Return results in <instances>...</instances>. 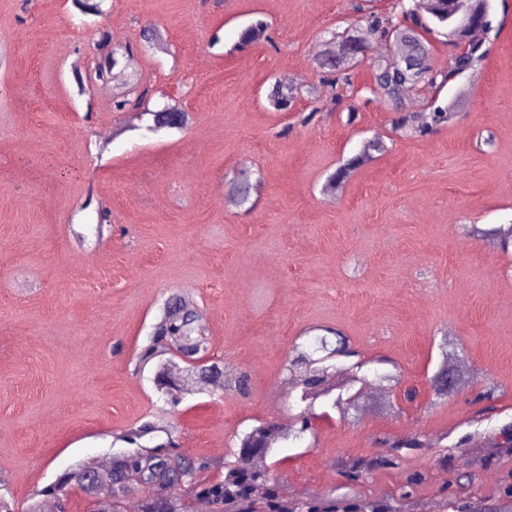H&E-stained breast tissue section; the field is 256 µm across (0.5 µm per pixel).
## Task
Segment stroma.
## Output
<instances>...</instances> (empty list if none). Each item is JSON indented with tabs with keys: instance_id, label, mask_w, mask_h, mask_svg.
I'll list each match as a JSON object with an SVG mask.
<instances>
[{
	"instance_id": "obj_1",
	"label": "stroma",
	"mask_w": 512,
	"mask_h": 512,
	"mask_svg": "<svg viewBox=\"0 0 512 512\" xmlns=\"http://www.w3.org/2000/svg\"><path fill=\"white\" fill-rule=\"evenodd\" d=\"M359 0H0V478L19 512L77 463L125 450L113 436L164 419L185 455L223 462L235 437L303 404L288 386L294 345L335 331L360 364L356 417L314 405V434L277 451L293 502L333 496L397 512H512V250L467 234L512 223V0H493L495 38L476 74L424 88L406 110L463 98L452 125L392 129L371 90L386 47ZM261 20L264 41L238 48ZM154 26L157 45H140ZM353 28L368 59L342 102L324 87L318 46ZM137 50L135 70L92 83L97 30ZM141 73L146 115L113 108ZM300 76L291 107L271 83ZM179 104L183 129L152 128ZM384 148L336 193L327 177L366 142ZM260 189L225 207L233 174ZM112 233L94 231L99 207ZM193 294L209 354L246 372L250 391H185L170 406L152 368L136 371L162 303ZM464 362L461 388L433 403L442 338ZM395 375L397 384L383 381ZM415 385V403L402 389ZM491 392V400L480 395ZM442 436V448L388 440ZM373 461L359 482L343 464Z\"/></svg>"
}]
</instances>
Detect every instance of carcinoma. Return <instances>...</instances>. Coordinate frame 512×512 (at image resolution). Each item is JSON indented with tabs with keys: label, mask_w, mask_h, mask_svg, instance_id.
<instances>
[{
	"label": "carcinoma",
	"mask_w": 512,
	"mask_h": 512,
	"mask_svg": "<svg viewBox=\"0 0 512 512\" xmlns=\"http://www.w3.org/2000/svg\"><path fill=\"white\" fill-rule=\"evenodd\" d=\"M479 0H438V11L435 13H416L415 0H399L393 9L403 19L411 21V27H402L399 33H407L400 39L397 48L399 61L390 63V55H385L374 62L372 84L374 92L387 103L396 107L402 105L405 97L422 85L434 86L441 90L451 85L462 71H470L482 63L487 55L483 49L485 40L495 30L492 19V7L487 13L471 14L472 30L482 32L483 39L474 41L471 36L455 38L453 11L459 7L463 10ZM371 31L385 37L392 28L393 16L367 17ZM265 25L258 21L246 27L240 34V44L248 46L266 38ZM442 37L454 41L461 48L442 71L433 69L430 63L432 39ZM317 66L328 70L332 79L328 83L335 85L343 82L351 86L350 77L341 74L342 68L337 62L324 57L318 60ZM270 104L278 110H286L293 99V89L281 83H273L267 95ZM456 118L455 105L436 106L429 113L428 121L414 123V116L403 115L395 120V130L411 134L425 135L433 127L451 124ZM379 150V143L372 141L364 146L359 156L339 168L328 180L327 190L337 192L343 188L352 173L365 161L372 157V152ZM467 232L489 240L502 251L512 245V225L481 229L472 225ZM203 331L202 318L198 307L189 296L175 295L169 299L153 325L149 343L140 353V362L148 363L157 358L163 363L173 360L171 375L182 380H194L200 384L216 382L221 387L233 383V389L242 395L250 389V378L245 372L236 373L231 380L224 376V361L210 360L196 365L176 362L177 352L201 345L198 334ZM335 366H324L312 363L310 356L298 351L288 360V385L301 389V401L311 395H321L329 390L330 380L334 377ZM313 432L308 417V409H303L292 421L261 422L252 426L238 437L237 449L232 451L235 460L224 465V473L214 478H203L201 473L212 468L213 463L201 457H188L178 452L173 438V426L165 422L145 421L117 436L132 449L113 454L110 474L107 483L103 484L96 475L91 479L84 477V471L76 469L55 483L38 492L31 498L25 512H41L42 497H54L63 502L67 496L66 485L71 479L81 482L85 493L98 501L100 496L107 495L112 506L117 507L135 488L143 491L138 503V512H191L190 500H206L214 507V512H336V501H314L301 505L290 504L280 496L277 480L270 473V465L266 460L273 450L282 443L295 442L304 438L306 433ZM442 439L423 441L417 437H406L398 440H387L385 445L390 448H427L438 445ZM257 486L265 488L262 502L254 498L253 490Z\"/></svg>",
	"instance_id": "carcinoma-1"
}]
</instances>
